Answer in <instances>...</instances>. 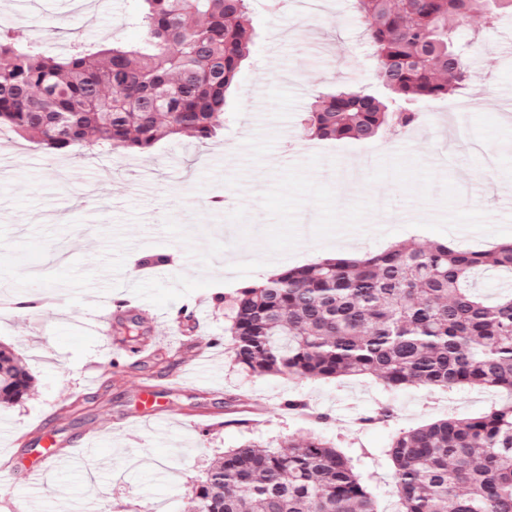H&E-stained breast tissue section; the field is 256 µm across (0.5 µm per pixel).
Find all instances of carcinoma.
I'll list each match as a JSON object with an SVG mask.
<instances>
[{
    "label": "carcinoma",
    "instance_id": "1",
    "mask_svg": "<svg viewBox=\"0 0 512 512\" xmlns=\"http://www.w3.org/2000/svg\"><path fill=\"white\" fill-rule=\"evenodd\" d=\"M512 0H354L372 49L375 89L315 96L316 139L371 141L407 127L415 105L470 80L460 33ZM251 0H136L137 46L75 44L50 54L0 26V132L55 155L91 149L149 155L163 139L204 144L224 129L227 97L248 58ZM512 273V246L492 252L398 244L352 261L321 259L249 282L230 296L225 349L255 375L373 376L391 390L497 388L512 396V290L473 288ZM0 348V409L32 387ZM400 512H512V399L477 416L403 430L390 443ZM196 512H377L350 461L318 435L224 451L195 487Z\"/></svg>",
    "mask_w": 512,
    "mask_h": 512
}]
</instances>
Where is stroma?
<instances>
[{"instance_id": "stroma-1", "label": "stroma", "mask_w": 512, "mask_h": 512, "mask_svg": "<svg viewBox=\"0 0 512 512\" xmlns=\"http://www.w3.org/2000/svg\"><path fill=\"white\" fill-rule=\"evenodd\" d=\"M134 0H112L94 18L81 0H0V24L29 29L52 54L73 42L120 37ZM254 43L224 114V129L204 144L162 140L151 155H53L0 135V276L10 300L0 309V345L13 349L35 389L0 410V460L14 437L37 429L58 405L86 399L54 427L65 440L103 435L111 469L96 478L66 471L45 485L0 471V512H195L193 491L213 458L243 442L317 434L352 463L379 512H397L389 456L392 436L501 403L493 389L410 386L391 390L372 377L298 380L254 376L220 345L228 294L299 266L325 250L377 252L401 241L493 249L512 236V14L475 18L462 39L472 79L457 98L420 105V121L365 145L310 139L301 120L320 91L373 84L370 47L352 0H252ZM304 85L305 95L294 92ZM172 253L170 265L142 268L147 252ZM95 288L133 298L145 311L151 352L131 356L142 336L81 328L110 309L86 301ZM199 306L187 338L212 340L211 370L191 349L168 341L169 321ZM153 386L167 419L130 418ZM303 399L304 413L284 408ZM391 418L381 419L383 409Z\"/></svg>"}]
</instances>
